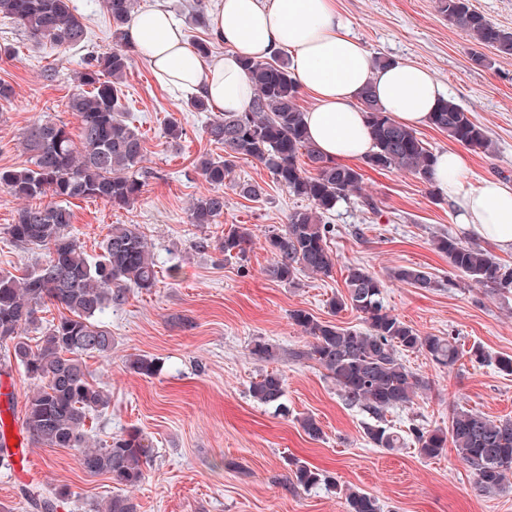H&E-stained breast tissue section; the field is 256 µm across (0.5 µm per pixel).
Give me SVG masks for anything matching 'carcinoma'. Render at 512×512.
<instances>
[{"label":"carcinoma","mask_w":512,"mask_h":512,"mask_svg":"<svg viewBox=\"0 0 512 512\" xmlns=\"http://www.w3.org/2000/svg\"><path fill=\"white\" fill-rule=\"evenodd\" d=\"M138 0H104L112 21L115 46L90 54L77 73L68 109L79 121L73 138L62 121L40 119L19 137L29 166L0 168V189L24 206L14 223L4 228L10 240L30 250L48 254L47 260L16 275L0 270V346L7 350L6 363H16L33 381L26 396L22 426L30 441L49 448L77 451L78 463L90 475H106L114 491L99 503L86 504L85 512H138L128 489L146 478L154 448L138 428L90 443L86 435L91 414L109 404V395L94 383L83 357L112 352V332L98 320L111 307L125 304L130 289L155 286L157 270L144 234L137 224H114L101 253L88 256L68 228L73 223V199L95 198L124 208L144 187L141 163L144 139L125 119L120 83L132 57L123 46V29L136 13ZM448 24L499 57H512V32L492 24L470 0H439ZM0 18L9 20L37 44L60 49L84 46L87 26L72 0H0ZM245 70L253 89L246 112H225L206 126L210 141L224 146V156H204L195 170L210 186L192 203V224H214L224 214V181L236 159L252 158L269 170L292 195L310 207L289 214L282 229L271 232L268 246L275 256L270 275L288 285L298 275L328 277L335 257L327 244L331 226L325 218L336 206L361 191V169L323 158L309 141L304 111L299 105L300 87L288 61L278 56L248 60ZM367 114L374 150L364 157L372 169H397L431 182L435 154L410 127L400 124L375 99L371 88L360 96ZM430 125L448 139L492 154L485 129L471 112L445 98L430 117ZM312 170H306L300 157ZM51 204L40 202L45 195ZM251 242L248 228L233 225L219 244L224 256H244ZM435 249L448 256L450 266L474 284L493 294L512 293V268L501 263L476 242L464 243L442 234ZM391 277L422 290L438 287L431 273L400 267ZM346 292L329 302L332 314L351 308L360 314L365 329L342 328L303 309L290 313L293 324L311 338L308 348L294 351L295 359H311L339 387L347 405L359 407L380 419L385 412L413 402L429 389V381L402 362L405 352H420L440 367H450L460 357L456 338L422 334L387 310L380 279L365 267L354 266L346 277ZM63 313L40 329L35 344L23 331L39 323L38 313L49 304ZM134 372L151 376L155 359L137 356L129 360ZM250 397L263 405L281 406L284 380L276 371L259 374L249 387ZM417 453L427 459L455 449L471 469L475 485L485 493L512 490V418L491 419L473 410H456L448 427L410 429ZM365 436L376 448L393 451L406 445L405 438L385 426L370 425ZM290 483L304 489L336 486L329 473L296 461ZM346 512H381L379 500L353 488L343 490ZM72 492L52 487L39 500L43 512H55L69 502Z\"/></svg>","instance_id":"cac0c4a2"}]
</instances>
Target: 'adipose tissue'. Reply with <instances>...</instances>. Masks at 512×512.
Masks as SVG:
<instances>
[{
  "instance_id": "1",
  "label": "adipose tissue",
  "mask_w": 512,
  "mask_h": 512,
  "mask_svg": "<svg viewBox=\"0 0 512 512\" xmlns=\"http://www.w3.org/2000/svg\"><path fill=\"white\" fill-rule=\"evenodd\" d=\"M209 28L224 52L205 59L188 44L182 24L156 5L131 19L125 41L174 95L202 97L216 112H245L251 106L253 93L242 58L287 54L299 85L315 98L304 116L308 135L331 160L362 158L373 149L359 103L365 86H372L378 103L396 121L410 127L427 124L446 96L421 65H376L340 20L336 0H214ZM466 170L460 152H439L433 182L455 202L466 231L512 250V186L485 180L464 187Z\"/></svg>"
}]
</instances>
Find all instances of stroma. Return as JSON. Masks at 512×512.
I'll return each mask as SVG.
<instances>
[{
  "label": "stroma",
  "instance_id": "stroma-1",
  "mask_svg": "<svg viewBox=\"0 0 512 512\" xmlns=\"http://www.w3.org/2000/svg\"><path fill=\"white\" fill-rule=\"evenodd\" d=\"M336 2L372 58L428 68L448 96L486 128L495 152L465 149V186L488 178L512 185V59L476 64L477 45L448 24L438 0ZM73 5L85 19L88 38L84 47L65 52L35 44L0 21V45L13 49L11 58L0 59V80L15 91L11 102L0 105V167L27 166L18 139L34 120L49 117L67 122L69 130L78 127L67 110L74 75L89 53L109 50L113 42L102 0H73ZM122 89L127 117L144 136L145 185L125 208L100 199L73 200L70 231L93 256L109 225H139L157 265L154 288L131 289L122 307L103 315L114 338L111 354L85 359L94 382L111 397L109 408L88 420L89 434L108 441L137 427L153 444L148 475L133 491L139 512H345L341 491L347 487L377 497L383 512H512V491L478 492L454 450L425 459L410 446L373 447L364 436L370 415L347 406L317 363L293 357L308 344L290 319L293 310L362 329L356 311L334 315L328 303L345 293L349 268L363 266L382 281L392 314L421 333L456 337L463 351L450 369L437 368L423 354L404 353V363L431 387L410 407L386 413V424L444 428L458 408L512 418V375L495 363L496 357L512 356V294L486 293L451 270L447 257L436 251L433 240L441 234L472 239L457 222L454 202L410 173L364 168L362 192L329 217L333 231L327 244L336 258L332 275H304L295 286L279 282L268 272L274 256L266 236L286 224L290 213L306 208V200L277 184L256 161L241 158L224 182L223 216L214 224L190 223L193 199L209 189L194 165L200 156L224 153L205 133L210 113L188 109L137 56ZM171 119L184 129L175 143L165 135ZM244 182L262 186V196L238 195L235 187ZM19 206L0 190V269L12 271L44 258L3 232ZM234 224L252 233L241 259L225 258L218 249ZM400 267L433 273L438 288L423 291L394 280L391 272ZM257 340L276 347L278 357L257 360L251 353ZM476 346L490 354V361L470 360L468 352ZM139 355L156 360L154 375L129 369V359ZM266 370L285 379L287 413L249 395L251 382ZM308 415L320 421L321 439L304 433L300 421ZM31 452L44 466L29 478L0 469V506L11 512H34L30 495L51 486L69 487L79 498L98 502L111 494V480L85 473L75 450L35 445ZM297 460L333 475L337 489L291 485Z\"/></svg>",
  "mask_w": 512,
  "mask_h": 512
}]
</instances>
